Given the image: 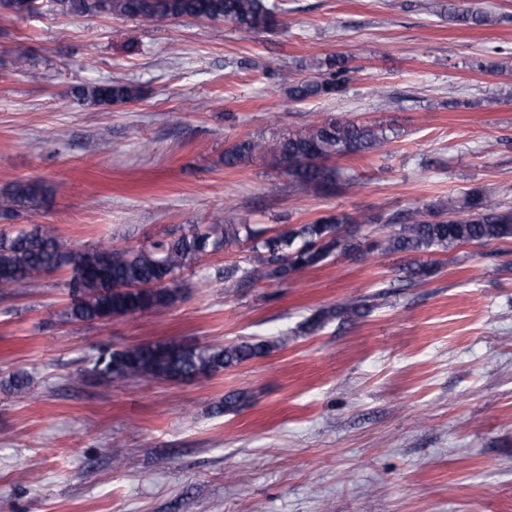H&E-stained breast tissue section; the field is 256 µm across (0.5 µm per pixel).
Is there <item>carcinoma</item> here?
Instances as JSON below:
<instances>
[{"instance_id":"obj_1","label":"carcinoma","mask_w":512,"mask_h":512,"mask_svg":"<svg viewBox=\"0 0 512 512\" xmlns=\"http://www.w3.org/2000/svg\"><path fill=\"white\" fill-rule=\"evenodd\" d=\"M33 0H0V9L17 16L34 14ZM49 7L76 16L120 15L148 23L183 18L227 21L250 33H269L278 25L270 0H49ZM457 23L486 26L497 22L488 13L469 14L448 10ZM352 68L338 60L310 79L292 83L288 98L342 94ZM77 100L92 107H110L142 97L139 85L121 80L85 85L75 91ZM389 142L386 130L352 119L315 117L298 130L283 132L266 142L252 138L237 141L224 151V167L239 168L258 158L270 160L291 186L331 195L340 187L358 184L356 174L331 164L338 158L358 157L377 151ZM47 189L37 181L19 179L0 188V217L15 219L40 208ZM380 224L382 231L370 242L378 255L446 251L462 245L484 246L512 242V207L492 195L473 190L446 202L418 204L401 215L345 211L328 213L309 224H293L288 231L268 237L261 224H233L215 220L200 230L188 231L167 241L139 249L77 251L56 229L36 224L14 235H0V287L30 284L51 270L71 269L68 288L79 284L80 297L64 311L72 321L101 322L135 312L162 313L184 299L199 282L182 278L185 269L209 253L245 248V262H234L217 271L227 288L267 281L284 282L330 257L351 260L362 257L367 238L357 235L364 225ZM437 268L411 263L404 268L411 282H425ZM371 297L353 298L341 306L317 311L305 323L312 333L334 318L355 320L370 312ZM283 344L280 339L248 338L229 344L175 345L155 341L102 352L91 374L103 379L142 377L154 383L187 377L208 379L227 368L268 355ZM32 379L25 371L12 373L6 387L32 394ZM249 395L232 391L224 396L216 413L235 412Z\"/></svg>"}]
</instances>
